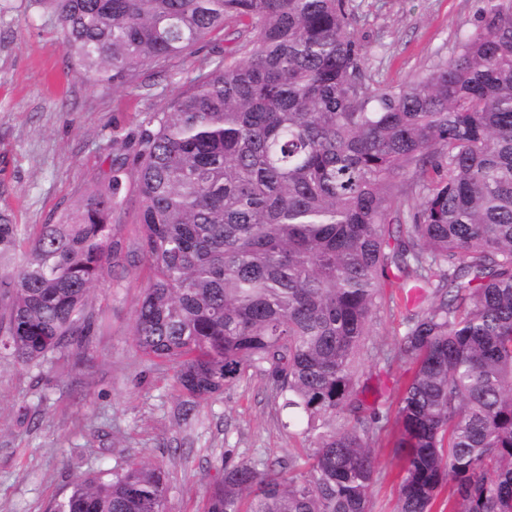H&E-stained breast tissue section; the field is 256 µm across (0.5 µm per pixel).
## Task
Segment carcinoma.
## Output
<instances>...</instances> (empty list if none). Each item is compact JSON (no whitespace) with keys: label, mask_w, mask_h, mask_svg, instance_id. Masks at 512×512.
Returning <instances> with one entry per match:
<instances>
[{"label":"carcinoma","mask_w":512,"mask_h":512,"mask_svg":"<svg viewBox=\"0 0 512 512\" xmlns=\"http://www.w3.org/2000/svg\"><path fill=\"white\" fill-rule=\"evenodd\" d=\"M68 57L123 86L242 22L164 112L106 146L54 224L0 212V349L82 353L116 278L133 177L151 278L131 330L194 399L265 380L309 447L224 457L207 512H373L357 365L396 268L397 512H512V0H482L451 59L375 88L347 0H47ZM137 160L127 168L128 151ZM159 463L84 474L54 512H167Z\"/></svg>","instance_id":"carcinoma-1"}]
</instances>
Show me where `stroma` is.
<instances>
[{
	"label": "stroma",
	"instance_id": "1",
	"mask_svg": "<svg viewBox=\"0 0 512 512\" xmlns=\"http://www.w3.org/2000/svg\"><path fill=\"white\" fill-rule=\"evenodd\" d=\"M367 50L371 85L396 87L427 73L457 50L481 0H349ZM229 21L194 53L171 58L163 76L112 86L69 59L55 14L41 0H0V211L16 223L51 224L109 168L105 146L136 133L166 110L190 78L231 48ZM118 237L128 258L119 280L94 288L92 304L106 327L81 357L54 354L18 362L0 350V512H50L85 471L157 462L168 472L169 512H206L207 487L225 454L276 459L303 447L284 428L264 382L247 377L184 413L174 369L149 360L130 341L134 310L149 283L134 256L139 234L134 184ZM404 307L381 310L366 341L394 350L405 332ZM368 400L396 405L408 376L404 363L362 359ZM396 428L374 442V512H395L401 461Z\"/></svg>",
	"mask_w": 512,
	"mask_h": 512
}]
</instances>
